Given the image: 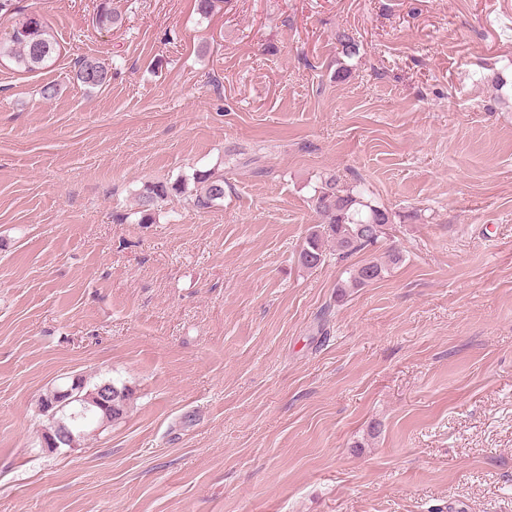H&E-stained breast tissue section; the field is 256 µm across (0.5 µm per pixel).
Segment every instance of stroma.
Instances as JSON below:
<instances>
[{"instance_id":"1","label":"stroma","mask_w":512,"mask_h":512,"mask_svg":"<svg viewBox=\"0 0 512 512\" xmlns=\"http://www.w3.org/2000/svg\"><path fill=\"white\" fill-rule=\"evenodd\" d=\"M16 6L58 50L0 61V512H512V0ZM212 168L218 206L139 223ZM333 173L392 226L311 270ZM76 377L133 399L46 451ZM76 78L88 88L102 87L108 81L109 69L97 59H80L75 64ZM185 184L182 181L171 182H153L144 185L143 189L138 195L139 211L136 214H140L139 223L152 224L154 221V208L159 200L173 194H181L185 191ZM388 271V267L384 264L370 261L360 266L354 267L349 273V277L346 281H342L337 288L343 295L346 292V288H359L366 284L372 283L381 279V277Z\"/></svg>"}]
</instances>
